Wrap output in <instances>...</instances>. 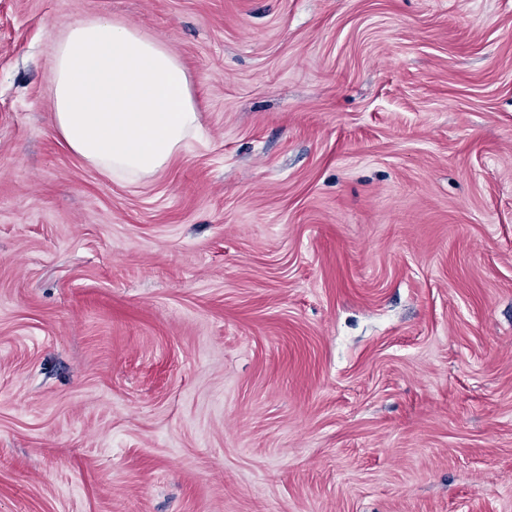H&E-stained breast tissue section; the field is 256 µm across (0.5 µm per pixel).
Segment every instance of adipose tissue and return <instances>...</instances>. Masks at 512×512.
<instances>
[{"mask_svg": "<svg viewBox=\"0 0 512 512\" xmlns=\"http://www.w3.org/2000/svg\"><path fill=\"white\" fill-rule=\"evenodd\" d=\"M52 85L54 126L66 145L117 179L155 176L200 130L180 59L125 24L65 26Z\"/></svg>", "mask_w": 512, "mask_h": 512, "instance_id": "adipose-tissue-1", "label": "adipose tissue"}]
</instances>
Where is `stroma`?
Wrapping results in <instances>:
<instances>
[{
    "instance_id": "obj_1",
    "label": "stroma",
    "mask_w": 512,
    "mask_h": 512,
    "mask_svg": "<svg viewBox=\"0 0 512 512\" xmlns=\"http://www.w3.org/2000/svg\"><path fill=\"white\" fill-rule=\"evenodd\" d=\"M100 16L147 181L52 123ZM0 512H512V0H0ZM52 85L54 126L66 145L117 179L155 176L200 130L180 59L125 24L65 26Z\"/></svg>"
}]
</instances>
